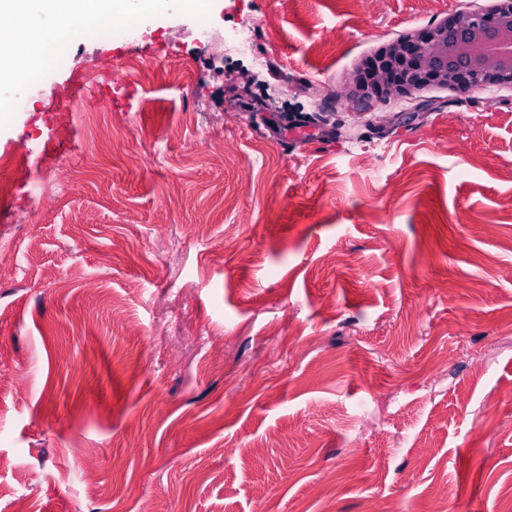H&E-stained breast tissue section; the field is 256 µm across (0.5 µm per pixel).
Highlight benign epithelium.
<instances>
[{"mask_svg": "<svg viewBox=\"0 0 512 512\" xmlns=\"http://www.w3.org/2000/svg\"><path fill=\"white\" fill-rule=\"evenodd\" d=\"M491 14L486 22L458 11L439 24L382 45L353 76L348 97L389 102L430 86L511 85L512 0H503Z\"/></svg>", "mask_w": 512, "mask_h": 512, "instance_id": "1", "label": "benign epithelium"}]
</instances>
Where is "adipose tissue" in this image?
I'll list each match as a JSON object with an SVG mask.
<instances>
[{
  "label": "adipose tissue",
  "mask_w": 512,
  "mask_h": 512,
  "mask_svg": "<svg viewBox=\"0 0 512 512\" xmlns=\"http://www.w3.org/2000/svg\"><path fill=\"white\" fill-rule=\"evenodd\" d=\"M167 6V0H0V13L20 21L16 30L0 34V78L17 80L44 67L62 38L133 22Z\"/></svg>",
  "instance_id": "adipose-tissue-1"
}]
</instances>
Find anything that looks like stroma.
Here are the masks:
<instances>
[{"label": "stroma", "mask_w": 512, "mask_h": 512, "mask_svg": "<svg viewBox=\"0 0 512 512\" xmlns=\"http://www.w3.org/2000/svg\"><path fill=\"white\" fill-rule=\"evenodd\" d=\"M498 2L172 0L69 39L64 131L0 119V512H504L512 86L344 96ZM203 21L251 23L263 80L214 76Z\"/></svg>", "instance_id": "obj_1"}]
</instances>
